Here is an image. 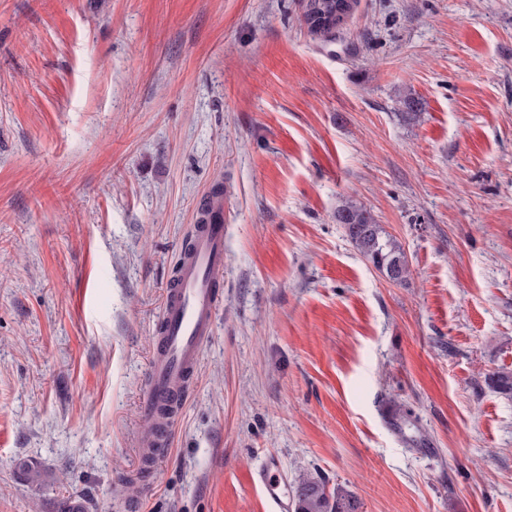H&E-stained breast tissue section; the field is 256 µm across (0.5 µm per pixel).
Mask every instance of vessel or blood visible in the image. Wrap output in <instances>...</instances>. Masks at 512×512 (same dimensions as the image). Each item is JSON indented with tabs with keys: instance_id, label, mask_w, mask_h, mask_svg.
<instances>
[{
	"instance_id": "obj_1",
	"label": "vessel or blood",
	"mask_w": 512,
	"mask_h": 512,
	"mask_svg": "<svg viewBox=\"0 0 512 512\" xmlns=\"http://www.w3.org/2000/svg\"><path fill=\"white\" fill-rule=\"evenodd\" d=\"M226 259L224 194L214 185L197 205L196 221L181 247L178 270L165 288L159 338L142 397V411L150 423L148 446L142 451L145 464H154L169 449L201 351L213 334ZM257 482L269 512H290L291 491L279 476L274 458L261 464Z\"/></svg>"
}]
</instances>
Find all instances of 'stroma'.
<instances>
[{"mask_svg":"<svg viewBox=\"0 0 512 512\" xmlns=\"http://www.w3.org/2000/svg\"><path fill=\"white\" fill-rule=\"evenodd\" d=\"M306 4L0 0V512H266L271 455L359 512H512L487 384L512 371V0H356L325 35ZM215 183L224 302L143 482L164 289ZM338 224H344L346 233L359 253L394 283L405 280L408 267L400 246L385 235L380 224L366 208L346 202L336 212ZM391 272L395 275L392 276Z\"/></svg>","mask_w":512,"mask_h":512,"instance_id":"35a3bbf8","label":"stroma"}]
</instances>
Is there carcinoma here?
Instances as JSON below:
<instances>
[{
  "mask_svg": "<svg viewBox=\"0 0 512 512\" xmlns=\"http://www.w3.org/2000/svg\"><path fill=\"white\" fill-rule=\"evenodd\" d=\"M340 0H316L307 6L306 22L316 33H329L331 27L318 22L315 13L333 14ZM336 221L344 225L346 233L359 253L394 283L405 280L408 267L400 246L385 235L381 225L366 208L352 202L336 212ZM490 384L503 394H512V372H495L488 377ZM295 512H359L355 496L340 487L327 489L326 484L309 476H301L294 490Z\"/></svg>",
  "mask_w": 512,
  "mask_h": 512,
  "instance_id": "obj_1",
  "label": "carcinoma"
}]
</instances>
